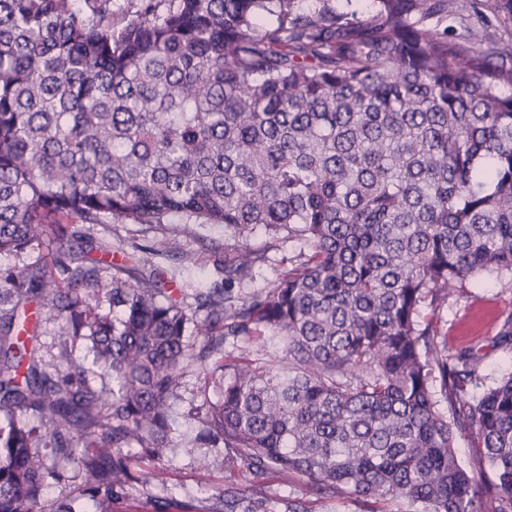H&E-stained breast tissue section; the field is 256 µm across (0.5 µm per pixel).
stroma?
Listing matches in <instances>:
<instances>
[{
    "mask_svg": "<svg viewBox=\"0 0 512 512\" xmlns=\"http://www.w3.org/2000/svg\"><path fill=\"white\" fill-rule=\"evenodd\" d=\"M96 238L111 244L114 259L132 253L135 247H154L152 262L164 270L165 278L188 314L202 319L196 296L221 286L224 279V250L234 238L222 227L197 225L177 220L169 224H98ZM177 239L179 252L168 251L170 239ZM252 249L264 253L265 262L257 264L253 278L244 282L243 292L269 286L287 271L292 248L284 240L257 231L249 241ZM512 310V287L496 273H485L476 284L449 299L435 318L439 333L448 338L449 353L469 348L481 359L480 374L485 384H493L512 366V350L496 341L501 317ZM173 423L172 448L157 458H138L136 449H119V456H130L138 469L153 472V479L112 502V512H224L221 493L225 486L242 489L249 497L298 498L309 512H362L363 506L351 500H336L312 495L303 482H284L268 475L256 480L244 476L239 466L218 464L223 455L221 442L196 440L207 403L213 390L205 389L198 366L185 368Z\"/></svg>",
    "mask_w": 512,
    "mask_h": 512,
    "instance_id": "35a3bbf8",
    "label": "stroma"
}]
</instances>
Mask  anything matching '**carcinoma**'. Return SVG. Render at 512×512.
Listing matches in <instances>:
<instances>
[{
  "label": "carcinoma",
  "mask_w": 512,
  "mask_h": 512,
  "mask_svg": "<svg viewBox=\"0 0 512 512\" xmlns=\"http://www.w3.org/2000/svg\"><path fill=\"white\" fill-rule=\"evenodd\" d=\"M506 19L512 0H377L361 17L137 0L118 27L112 0H0V255L82 245L0 269V512H103L148 482L113 449L172 445L191 362L218 393L198 437L256 478L365 512H512V367L483 385L481 358L445 354L428 316L485 272L512 284ZM174 216L237 239L194 325L164 271L122 276L151 247L116 265L91 233ZM258 229L294 243L292 266L235 297L263 260ZM42 319L86 341L91 366L44 359ZM241 335L277 337L283 357H224ZM497 343L512 350L511 312ZM461 436L480 449L470 468ZM42 448L77 462L91 509L43 508L60 473ZM224 512L277 510L226 486Z\"/></svg>",
  "instance_id": "cac0c4a2"
}]
</instances>
